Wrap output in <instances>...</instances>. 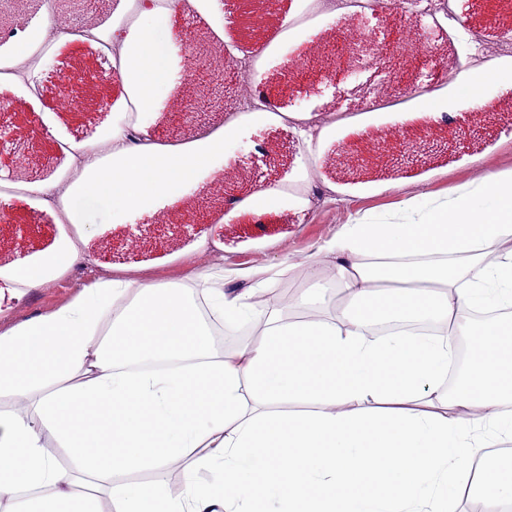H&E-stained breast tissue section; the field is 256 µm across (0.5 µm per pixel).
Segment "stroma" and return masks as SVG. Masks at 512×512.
<instances>
[{
	"label": "stroma",
	"mask_w": 512,
	"mask_h": 512,
	"mask_svg": "<svg viewBox=\"0 0 512 512\" xmlns=\"http://www.w3.org/2000/svg\"><path fill=\"white\" fill-rule=\"evenodd\" d=\"M490 4L491 0H454L448 16L439 0H434L432 9L439 24L433 34L448 53L446 65L452 73L437 77L420 71L414 88L393 97L388 73L399 59L395 52L366 60L355 72H338L329 81L297 70L284 93L274 81L288 55L304 51L301 29H326L343 37L342 22L349 11L342 0H271L256 37L244 30V10L237 0H220L204 17L192 0L174 7L165 2L149 21L155 32L203 24L210 45L249 59L256 75L248 95L266 93L272 110L296 114L295 123L276 126L259 112L238 110L234 89L225 76H217L195 110L214 127L233 119L238 125L234 136L225 140L223 152L197 176L193 197L203 213L195 231L186 237L133 241L127 237L129 224H150L153 216L116 219L111 210H94L90 221L95 232L68 274L31 289L23 299L0 297V308L6 310L9 321L25 320L57 308L116 268L133 278L174 280L190 266L221 263L263 268L285 259L295 261L357 216H394L399 203L410 197L423 194L442 199L477 173L512 171V134L500 132L494 122H487L485 133L476 138L456 135L455 125L429 124L414 117L432 105L435 93H455L457 80L469 73L457 65L466 56L488 72L479 93L488 102L512 104V78L495 75L498 61L512 59V50H506L486 27ZM131 7V0H13L0 14V53L12 50L14 37L41 28L48 12L68 17L73 34L90 22L109 32L139 23ZM84 56L93 59L96 69L111 71V58L96 54L90 44L76 42L62 50L48 45L26 80H13L10 89L0 90V102L13 104L0 118L22 132L21 139L0 152L6 162L5 177L0 180V208L6 213L5 220H0V264L12 259L16 241H25L26 253L37 256L70 237L69 227L58 223L39 196L25 190L31 183H72L74 174L64 145L91 142L98 154H106L116 113L129 114L131 128L147 129L165 143L187 132L169 115L170 104L186 94L185 59L179 45L168 51L164 65L170 79L157 88L151 110L141 108L134 93L117 81L100 89L107 99L106 111L83 97L65 104L60 76L75 58ZM401 112L412 114L411 128L445 139V146L401 169L385 154L362 168L350 166L345 150L366 148L379 138L392 146L400 141L397 115ZM274 138L279 139L283 154L273 159L269 147ZM230 159L237 162L243 177L234 195L268 190L264 223L232 214L227 205H214L213 192L223 185L225 163Z\"/></svg>",
	"instance_id": "1"
}]
</instances>
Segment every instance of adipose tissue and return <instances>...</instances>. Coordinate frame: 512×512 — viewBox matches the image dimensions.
<instances>
[{
    "instance_id": "adipose-tissue-1",
    "label": "adipose tissue",
    "mask_w": 512,
    "mask_h": 512,
    "mask_svg": "<svg viewBox=\"0 0 512 512\" xmlns=\"http://www.w3.org/2000/svg\"><path fill=\"white\" fill-rule=\"evenodd\" d=\"M174 39L146 24L112 34L117 77L135 75L143 107ZM233 130L180 144L118 130L105 159L80 145L60 196L75 245L0 265V288L22 297L65 275L92 206L183 203ZM402 211L354 219L307 256L323 275L298 289L297 319L258 272L216 265L175 281L100 277L1 329L5 512H448L469 485L512 512V171ZM219 323L254 334L227 348ZM457 340L469 361L452 383ZM180 460L173 494L164 469ZM146 469L151 481L133 480Z\"/></svg>"
}]
</instances>
